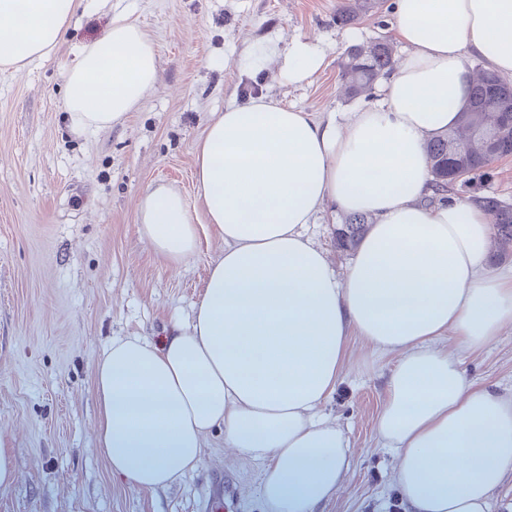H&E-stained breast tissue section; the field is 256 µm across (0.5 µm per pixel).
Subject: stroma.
<instances>
[{
	"instance_id": "obj_1",
	"label": "stroma",
	"mask_w": 512,
	"mask_h": 512,
	"mask_svg": "<svg viewBox=\"0 0 512 512\" xmlns=\"http://www.w3.org/2000/svg\"><path fill=\"white\" fill-rule=\"evenodd\" d=\"M342 0H91L66 27L57 52L26 68L0 70V439L15 480L0 488V512H266L263 465L233 459L224 434L204 439L199 467L172 487H136L112 473L97 449L94 369L112 341L160 344L187 321L208 268L224 250L201 231L196 252L164 262L142 237L137 205L150 188L179 190L203 216L192 183L194 144L213 113L245 92L263 93L320 116L375 104L379 89L348 95V50L393 38L392 0L337 27ZM131 11L154 41L158 78L139 108L98 132L75 133L63 109L64 67L100 39L113 15ZM272 34L321 40L323 68L288 83L277 63L260 80L235 65L249 43ZM493 194L512 203V155L458 183L459 202ZM343 212L326 209L306 233L344 276L352 252L338 248ZM467 381L512 393V326L485 348L459 355ZM394 356L352 339L345 375L320 410L349 442L351 468L322 512H389L398 503L395 455L383 448L376 419Z\"/></svg>"
}]
</instances>
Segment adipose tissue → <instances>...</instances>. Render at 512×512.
Wrapping results in <instances>:
<instances>
[{"label": "adipose tissue", "instance_id": "1", "mask_svg": "<svg viewBox=\"0 0 512 512\" xmlns=\"http://www.w3.org/2000/svg\"><path fill=\"white\" fill-rule=\"evenodd\" d=\"M83 0H0V68L56 50ZM406 52L378 104L313 117L265 96L229 103L194 152L195 193L224 254L190 321L160 345L112 343L95 368L98 446L131 484L164 490L224 430L241 460H264L270 512H317L343 483L349 447L319 408L361 337L397 363L376 420L394 451L406 512H491L512 474V395L465 380L458 353L512 325V269L490 270V215L436 199L427 141L454 127L473 79L466 54L512 75V0H393ZM157 50L126 11L65 70L64 110L82 133L136 109ZM293 84L325 62L319 41L253 40L237 68L271 61ZM373 224L337 277L305 233L325 206ZM141 234L167 262L191 256L198 226L176 189L142 197ZM453 349L442 347L444 337Z\"/></svg>", "mask_w": 512, "mask_h": 512}]
</instances>
